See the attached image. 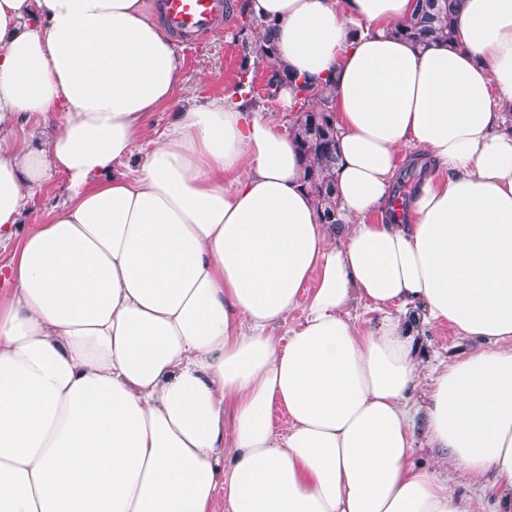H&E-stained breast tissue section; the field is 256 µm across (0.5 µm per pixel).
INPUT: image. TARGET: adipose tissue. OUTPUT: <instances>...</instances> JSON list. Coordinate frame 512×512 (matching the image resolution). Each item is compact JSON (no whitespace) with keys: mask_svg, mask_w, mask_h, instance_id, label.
Returning <instances> with one entry per match:
<instances>
[{"mask_svg":"<svg viewBox=\"0 0 512 512\" xmlns=\"http://www.w3.org/2000/svg\"><path fill=\"white\" fill-rule=\"evenodd\" d=\"M249 4L335 82L339 224L233 90L124 169L180 82L161 0H0V512H482L456 470L512 512V0L424 50L395 34L416 0ZM444 325L489 347L422 378ZM64 182V176L57 174L51 182L29 200L23 218L24 224H42L47 220L48 212L62 199Z\"/></svg>","mask_w":512,"mask_h":512,"instance_id":"adipose-tissue-1","label":"adipose tissue"}]
</instances>
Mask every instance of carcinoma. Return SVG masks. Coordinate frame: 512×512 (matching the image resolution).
<instances>
[{"label": "carcinoma", "mask_w": 512, "mask_h": 512, "mask_svg": "<svg viewBox=\"0 0 512 512\" xmlns=\"http://www.w3.org/2000/svg\"><path fill=\"white\" fill-rule=\"evenodd\" d=\"M239 16L250 17L248 31L251 36H243L245 55L241 70H250L248 61L255 57L259 65L266 66L267 93L274 99L286 83H302V88L309 91L306 103L299 109V115L293 125V137L305 160L304 182L314 194L318 207L322 210L324 223L339 224L336 202L335 172L338 162L336 147V127L328 103L333 99L330 94L323 95L319 103L311 105L315 96L314 88L307 80L299 77L280 65L276 59L275 45L271 37L272 23L251 15L245 6V0H238ZM461 6V0H417L415 12L395 30V34L417 46H425L433 41L451 43L455 37V22Z\"/></svg>", "instance_id": "cac0c4a2"}]
</instances>
